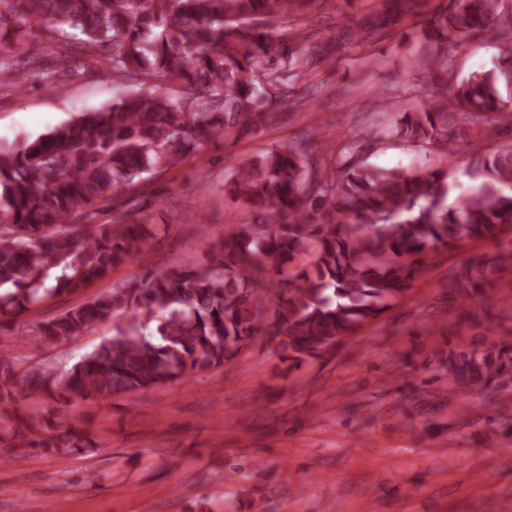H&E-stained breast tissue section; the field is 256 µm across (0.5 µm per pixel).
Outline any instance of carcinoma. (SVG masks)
I'll return each mask as SVG.
<instances>
[{"instance_id":"1","label":"carcinoma","mask_w":512,"mask_h":512,"mask_svg":"<svg viewBox=\"0 0 512 512\" xmlns=\"http://www.w3.org/2000/svg\"><path fill=\"white\" fill-rule=\"evenodd\" d=\"M315 2L0 0V89L35 80L57 90L91 70L125 89L31 142L0 146L1 324L151 247L158 233L135 220L144 182L215 137L255 134L273 108L304 106L281 74L323 64L301 46L297 23ZM490 29L501 44L497 64L461 79L441 64L433 85L441 110L407 113L395 129L367 136L395 133L452 156L443 132L460 117L512 124V0H448L430 20L435 39L458 47ZM357 152L353 141L321 155L309 141L267 151L225 182L258 220L226 234L204 262L162 268L32 325L33 340L60 342L125 315L112 339L68 370H6L1 405L37 395L66 410L48 421L13 409L0 421V457L18 447L87 448L75 399L107 401L228 365L259 335L278 340L298 366L406 293L428 248L493 237L512 223V145L474 151L480 183L452 206L446 168L383 169ZM99 213L108 220L89 223ZM511 270L512 240L499 242L450 282L448 296L487 299ZM505 369L474 353L448 374L483 389Z\"/></svg>"}]
</instances>
